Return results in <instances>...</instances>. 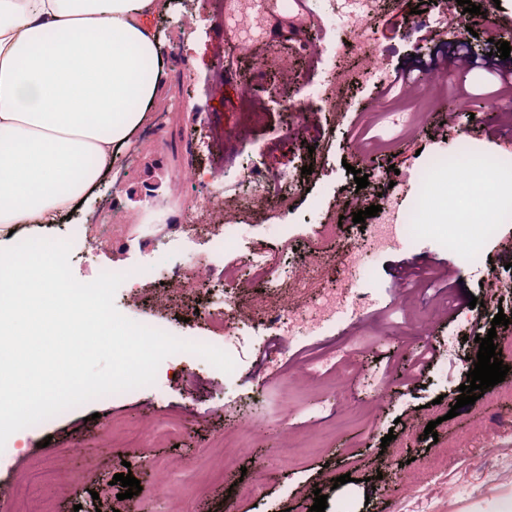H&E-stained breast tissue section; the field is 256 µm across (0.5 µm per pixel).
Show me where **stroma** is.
I'll return each mask as SVG.
<instances>
[{
  "mask_svg": "<svg viewBox=\"0 0 512 512\" xmlns=\"http://www.w3.org/2000/svg\"><path fill=\"white\" fill-rule=\"evenodd\" d=\"M289 6L276 23L272 40L257 52L235 59L233 78L220 81L217 64L227 58L230 42L216 0H171L170 13L157 28L168 51L169 80L156 109L168 114L160 135L143 128L120 157L111 179L96 189L91 205L99 222L97 236L77 238L70 254L74 277L93 281L98 267L134 266L181 234L162 215L138 224L125 222L139 202L153 200L173 209L168 175L178 170L214 172L225 191L248 195L266 184L285 193L287 211L248 213L247 233L233 254L214 257L210 235L194 231L190 249L174 248L172 262L188 265L219 262L224 285L210 293L167 285L158 269L136 287L118 288L119 312L140 324L158 323L170 334L211 336L212 346L244 332L249 340L232 378L190 352L166 357L155 384L111 394L40 422L17 442L10 460L0 464V512H17V484L49 502L53 512H309L315 492L327 497L325 512H470L484 498L512 496V403L487 402L461 408L449 417L470 363L468 335L476 324L459 314L443 315L435 290L403 291L396 266L428 260L434 269H452L459 289L489 300L486 283L497 277L512 282V245L505 235L512 218V172H503L485 210L500 213L503 223L484 246L489 259L473 270L454 244L469 230L475 213L460 196L462 174L449 171L429 227L419 240L377 249L367 240L388 225L391 213L407 211L423 188L411 179L414 168L436 154H453L467 142L479 155L496 152L492 134L504 132L489 102L497 80L483 70L462 73L447 67L450 94L424 122L412 115L370 114L372 86L348 93L337 117L322 112L308 93L310 82L329 67L328 55H311L303 45L310 35L321 44L341 35L338 14L325 0ZM425 0H381L377 18L378 50L387 71L417 54L429 55L426 35H440L444 11L428 9L427 28L418 31V10ZM248 84L263 108L239 109V84ZM465 94L471 106L457 109L452 97ZM303 103L305 119L287 122L284 97ZM392 145L396 176L372 164L361 166L368 190L381 194V209L365 223L344 213L334 239L321 244L319 288L299 299L312 308L323 289L350 281L362 311L344 310L336 321L308 334L282 335L262 316L257 303L271 306L288 296L287 283L256 278L248 261L262 255L279 270L307 261L319 224L332 215L340 198L354 196L356 183L347 165L359 164L366 147ZM311 174H303V167ZM359 247L355 266L345 267L347 244ZM213 303L223 308L228 328L212 333L204 321L188 317L190 307ZM439 347V361L417 382H409L417 353ZM347 359L346 393L338 394L325 376H312L314 364L330 354ZM179 422L177 434L162 427ZM436 422L439 442L456 446L438 468L424 429ZM390 437L382 446V437ZM131 470L142 490L122 498L114 474ZM350 474L351 482L333 480ZM259 480L261 494L242 499L232 487L239 479Z\"/></svg>",
  "mask_w": 512,
  "mask_h": 512,
  "instance_id": "stroma-1",
  "label": "stroma"
}]
</instances>
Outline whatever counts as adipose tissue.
<instances>
[{
	"label": "adipose tissue",
	"instance_id": "obj_1",
	"mask_svg": "<svg viewBox=\"0 0 512 512\" xmlns=\"http://www.w3.org/2000/svg\"><path fill=\"white\" fill-rule=\"evenodd\" d=\"M170 6L0 0L1 234L58 223L152 120L168 82L153 21Z\"/></svg>",
	"mask_w": 512,
	"mask_h": 512
}]
</instances>
